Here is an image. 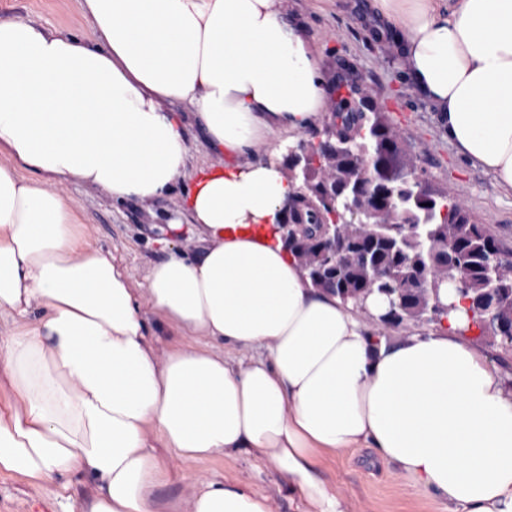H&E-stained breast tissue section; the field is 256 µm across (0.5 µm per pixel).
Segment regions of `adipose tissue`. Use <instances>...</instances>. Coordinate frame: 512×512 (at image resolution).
Returning <instances> with one entry per match:
<instances>
[{"label": "adipose tissue", "mask_w": 512, "mask_h": 512, "mask_svg": "<svg viewBox=\"0 0 512 512\" xmlns=\"http://www.w3.org/2000/svg\"><path fill=\"white\" fill-rule=\"evenodd\" d=\"M370 7L401 32L457 154L512 196V0ZM82 11L94 40L0 18V313L18 325L0 341V471L90 477L82 512H160L156 437L190 460H261L298 492V512H352L321 471L339 450L372 448L448 512H512V386L460 341L464 310L386 339L384 297L353 309L314 287L284 243L298 185L280 150L252 151L276 132L296 139L325 109L320 55L284 0H82ZM177 105L217 158L185 191L198 246L154 263L142 293L47 184L118 201L167 194L188 160ZM151 315L253 356L158 353ZM190 512L269 508L212 481Z\"/></svg>", "instance_id": "1"}]
</instances>
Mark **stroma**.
<instances>
[{"label":"stroma","mask_w":512,"mask_h":512,"mask_svg":"<svg viewBox=\"0 0 512 512\" xmlns=\"http://www.w3.org/2000/svg\"><path fill=\"white\" fill-rule=\"evenodd\" d=\"M285 9L304 28L321 56L328 102L338 92L358 89L383 108L405 146L420 158L421 175L461 202L473 221L485 225L512 251V197L498 192L492 175L457 156L443 135L436 109L415 88L404 68L398 33L377 31L368 18V0H285ZM0 17L39 24L46 29L94 39L82 15V0H0ZM187 177L171 191L144 203L116 201L102 189L65 182L55 185L88 229L87 243L111 250L134 285L147 287L148 271L163 258V229L184 220L181 197ZM167 479L156 490L165 506L182 503L189 488L229 478L267 497L270 512H296L298 496L259 460L241 454L189 461L161 449ZM324 476L351 499L355 512H448L447 503L425 492L368 448L337 452ZM92 492L88 478L34 484L0 471V512H80Z\"/></svg>","instance_id":"obj_1"}]
</instances>
